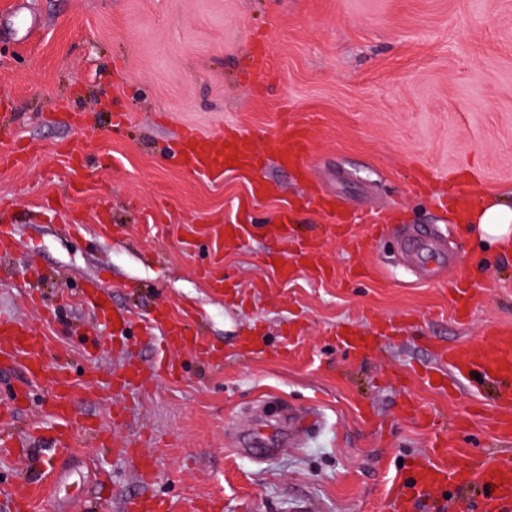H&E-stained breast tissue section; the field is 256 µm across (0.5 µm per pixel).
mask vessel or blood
<instances>
[{"label": "vessel or blood", "mask_w": 512, "mask_h": 512, "mask_svg": "<svg viewBox=\"0 0 512 512\" xmlns=\"http://www.w3.org/2000/svg\"><path fill=\"white\" fill-rule=\"evenodd\" d=\"M315 137V126L296 118L289 119L270 134L260 147L255 145L250 135L235 129L228 130L215 141L186 129L181 132L170 156L181 167L213 180L223 179L225 172L232 169L251 176V195L253 199L260 200L273 193L270 185L257 178L266 162L272 159L285 168L304 169ZM309 203L330 217L329 234L348 230L349 218L334 200L315 195ZM294 222V209L287 207L278 213L270 227L277 242L290 239ZM407 247L409 260L415 266L423 257L441 254L435 240L421 233L410 240ZM156 319L164 326L161 340L166 346L198 353L214 364H221L220 349L207 343L203 336L189 332L185 317L174 318L161 310ZM336 342L357 358L367 357L373 350L371 340L363 339L361 333L354 331L337 336ZM45 351L43 338L36 336L27 323L0 316V365L22 367L34 377L46 367ZM436 353L450 366L480 375L481 379L496 385L497 433L499 438L512 439V326L487 329L483 340L473 346L438 345ZM72 402L70 372L67 367H57L49 410L57 422L54 443L60 448L69 447L79 429ZM402 412L417 418L431 433L432 455L414 459L406 477L393 482L389 495L392 512H447L448 503L452 500L466 502L467 512H512V462L487 456L476 457L468 448L461 446L456 450L454 464L437 463V456L448 445L447 434L414 403H404ZM115 452L132 460L143 482L151 481L153 457L136 451L131 442L117 444Z\"/></svg>", "instance_id": "vessel-or-blood-1"}]
</instances>
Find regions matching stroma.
<instances>
[{"mask_svg":"<svg viewBox=\"0 0 512 512\" xmlns=\"http://www.w3.org/2000/svg\"><path fill=\"white\" fill-rule=\"evenodd\" d=\"M19 1L41 21L29 37ZM261 39L270 63L259 74L251 49ZM286 109L313 118L319 136L307 178L273 163L260 171L279 188L266 199L251 198L247 177L214 182L166 156L185 127L259 140ZM116 112L130 114L127 128L113 130ZM4 154L0 203L10 208L0 225L15 248L0 256V313L28 321L52 364L68 367L77 417L158 460L146 486L130 460L84 434L55 448L50 374L0 371V412L14 411L16 430L42 428L27 457L0 456V512H12L8 493L22 481L31 512H81L92 498L98 512H126L143 491L169 512L197 500L223 512H388L400 462L429 450L424 428L399 413L408 399L459 421L444 463L462 438L474 455L491 450L492 386L438 364L434 349L512 325V256L432 197L457 176L512 200V0H0ZM311 182L382 233L361 252L326 238L328 276L299 262L284 278L261 261L271 246L263 227L289 205L303 233L322 224L300 204ZM370 223L353 224V235ZM184 224L252 225L242 245L224 246L228 292L201 275L210 244L187 247ZM421 230L444 245L446 264L408 265L401 246ZM459 279L476 290L463 320L451 292ZM91 280L134 313L126 349L85 308ZM159 306L193 309L224 367L175 350L179 376L117 392L112 374L127 357L155 358ZM375 320L388 329L374 357L337 348V330ZM248 333L265 337L269 357H241ZM20 385L28 402L16 411ZM292 410L322 415L301 446L280 425ZM255 435L280 451L242 454Z\"/></svg>","mask_w":512,"mask_h":512,"instance_id":"stroma-1","label":"stroma"}]
</instances>
